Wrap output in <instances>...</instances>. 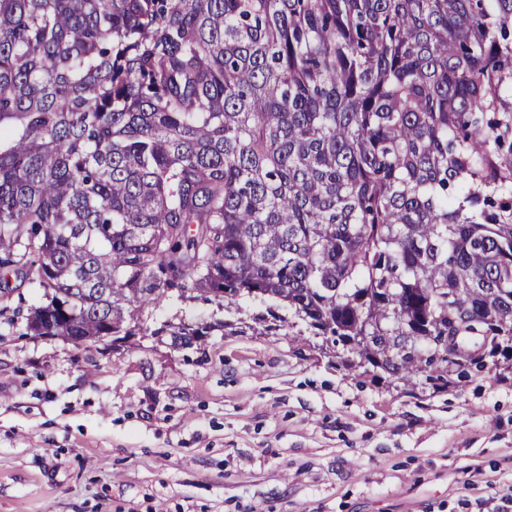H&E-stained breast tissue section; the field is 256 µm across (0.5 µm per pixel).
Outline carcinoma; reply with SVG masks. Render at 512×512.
<instances>
[{
    "label": "carcinoma",
    "mask_w": 512,
    "mask_h": 512,
    "mask_svg": "<svg viewBox=\"0 0 512 512\" xmlns=\"http://www.w3.org/2000/svg\"><path fill=\"white\" fill-rule=\"evenodd\" d=\"M10 275L82 346L222 288L397 380L512 362V0H0Z\"/></svg>",
    "instance_id": "obj_1"
}]
</instances>
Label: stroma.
Listing matches in <instances>:
<instances>
[{"label":"stroma","mask_w":512,"mask_h":512,"mask_svg":"<svg viewBox=\"0 0 512 512\" xmlns=\"http://www.w3.org/2000/svg\"><path fill=\"white\" fill-rule=\"evenodd\" d=\"M217 322L202 347L158 328ZM512 366L445 390L337 365L256 301L173 297L126 342L0 326V512H501Z\"/></svg>","instance_id":"obj_1"}]
</instances>
